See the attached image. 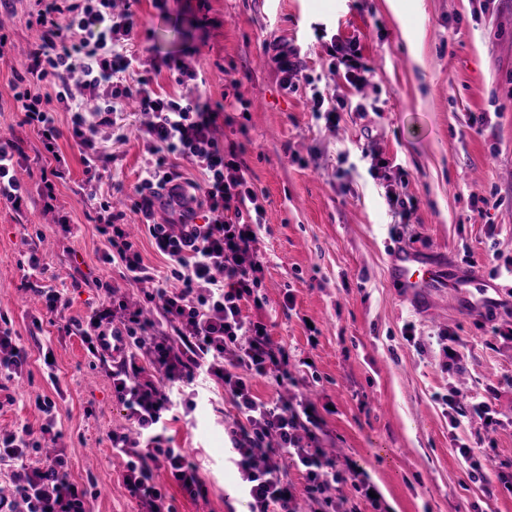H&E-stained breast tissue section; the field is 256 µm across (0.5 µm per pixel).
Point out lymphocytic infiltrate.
I'll return each instance as SVG.
<instances>
[{
  "label": "lymphocytic infiltrate",
  "mask_w": 512,
  "mask_h": 512,
  "mask_svg": "<svg viewBox=\"0 0 512 512\" xmlns=\"http://www.w3.org/2000/svg\"><path fill=\"white\" fill-rule=\"evenodd\" d=\"M35 24L39 36L14 73L13 99L48 153L57 151V115L68 113L86 178L101 179V130L115 129L114 114L131 100L150 116L143 137L153 160L132 210L149 220L166 272L144 264L123 213L113 211L110 201L100 202L93 221L104 238L105 259L121 264L123 279L139 286L157 317L144 319L142 309L117 300V287L108 284L98 307L65 325L82 337L92 365L111 377L112 398L132 426L131 432L110 436L113 450L126 458L125 488L143 512H177L155 480L162 468L184 496H203L197 465L171 445L167 415L177 394L205 375L230 394L237 411L226 433L250 512H297L299 489L288 479L292 464L301 468L300 490L317 512H336L331 489L346 472L317 444L316 410L305 402L261 399L250 384L272 369L287 373L288 352L272 341L266 323L242 313L243 303L263 305L257 295L264 265L256 233L265 209L239 150L220 139L205 79L171 55L165 65L178 90H158L131 50L135 14L116 10L114 0H46ZM75 84L84 98L73 95ZM23 154L20 141L0 142V198L16 208L29 195L15 177V160ZM183 160L200 172L201 182H187L179 168ZM199 196L210 213L202 224L192 207ZM158 205L171 211L172 222L153 223ZM38 407L46 416L39 430L25 425L0 433V467L10 471L22 512H85L87 490L70 479L64 452L40 467L30 463L42 438L54 433V403L44 399Z\"/></svg>",
  "instance_id": "obj_1"
}]
</instances>
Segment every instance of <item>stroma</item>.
Returning a JSON list of instances; mask_svg holds the SVG:
<instances>
[{"instance_id":"35a3bbf8","label":"stroma","mask_w":512,"mask_h":512,"mask_svg":"<svg viewBox=\"0 0 512 512\" xmlns=\"http://www.w3.org/2000/svg\"><path fill=\"white\" fill-rule=\"evenodd\" d=\"M38 8L37 0H0L13 43L0 60V129L24 142L16 176L30 191L20 212L0 200V314L30 354L23 378L0 388V432L39 429L45 415L36 403L53 401L57 445L71 480L88 489L86 512H138L122 484L126 459L110 441L127 421L111 381L90 367L63 320L84 318L101 301L100 280L141 298L104 260L92 216L115 189L134 196L149 159L137 129L148 117L119 113L128 137L102 138L112 161L86 186L60 114L58 146L72 175L56 191L54 213L71 230L46 221L38 186L54 160L12 99ZM134 10L143 69L171 93L165 57L180 54L200 70L211 102L223 107L225 141L242 150L265 209V304L243 312L261 315L292 358L288 384L270 375L252 387L263 399L306 397L323 407L324 447L356 469L336 485V512H512V0H137ZM335 38L370 69L361 91L342 76ZM273 43L300 49L298 87L283 88L265 63ZM315 92L336 123L314 112ZM400 245L469 288L408 295L388 266ZM41 285L65 291L63 317L48 313ZM476 397L488 401L489 420L452 427L449 400ZM235 418L219 393L171 423L174 447L201 464L207 489L195 501L178 498L179 512H246L239 473L225 459L224 426ZM463 445L484 465L482 478ZM365 483L375 500L359 492Z\"/></svg>"}]
</instances>
